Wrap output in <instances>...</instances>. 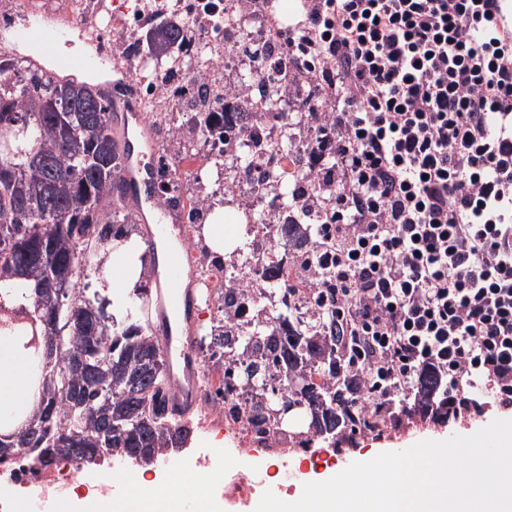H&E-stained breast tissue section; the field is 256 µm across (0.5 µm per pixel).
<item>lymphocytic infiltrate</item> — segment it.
I'll return each mask as SVG.
<instances>
[{"instance_id": "lymphocytic-infiltrate-1", "label": "lymphocytic infiltrate", "mask_w": 512, "mask_h": 512, "mask_svg": "<svg viewBox=\"0 0 512 512\" xmlns=\"http://www.w3.org/2000/svg\"><path fill=\"white\" fill-rule=\"evenodd\" d=\"M294 265L364 418L512 410V0H303Z\"/></svg>"}]
</instances>
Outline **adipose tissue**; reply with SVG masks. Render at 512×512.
Returning a JSON list of instances; mask_svg holds the SVG:
<instances>
[{
  "label": "adipose tissue",
  "instance_id": "obj_1",
  "mask_svg": "<svg viewBox=\"0 0 512 512\" xmlns=\"http://www.w3.org/2000/svg\"><path fill=\"white\" fill-rule=\"evenodd\" d=\"M111 299L115 306H122L140 277L138 254L134 251L110 258ZM31 359L17 338L0 332V430L18 429L39 400V390L31 383L28 372ZM198 476L187 478L185 484L169 493H162L157 480L136 474L134 491H125L113 500L85 498L84 512H183L185 497L198 493Z\"/></svg>",
  "mask_w": 512,
  "mask_h": 512
}]
</instances>
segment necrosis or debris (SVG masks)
<instances>
[{"instance_id": "necrosis-or-debris-1", "label": "necrosis or debris", "mask_w": 512, "mask_h": 512, "mask_svg": "<svg viewBox=\"0 0 512 512\" xmlns=\"http://www.w3.org/2000/svg\"><path fill=\"white\" fill-rule=\"evenodd\" d=\"M161 13L183 18L191 39L192 52H204L202 64L187 62L185 57L173 53L161 55V66L152 80L142 78L143 70L152 65V58L134 55L128 47L138 32ZM56 21L85 25L102 50L120 66L137 90L138 102L150 126L166 125L171 133H178L187 126V116L181 113L177 101L167 88L173 80L204 75L211 81L243 84L250 81L263 85L266 91L278 90L284 81L283 71L268 65L263 56H249L239 52L241 41L269 43L279 31H287V24L277 15L256 12L243 7L240 0H137L134 9H126L119 0H61ZM109 21L117 31L116 38L105 37L102 21ZM205 151L223 153L228 171L223 181L208 186V193L233 196L241 210L260 212L255 228L258 242L248 257L251 276L210 277L209 291L219 288L257 287V273L267 265L271 249L277 248L281 239L277 218L269 212L272 198L271 182L266 174L278 168L287 172L294 166L287 152L245 154L243 148H224L219 141H206ZM195 165L180 155L165 158L157 171L159 193L162 200L185 205L186 200L178 190L179 184L190 180ZM218 379L198 387L192 411L201 412L203 419L225 423L226 426L249 432L245 418L227 417V405L218 392ZM80 469L76 462L48 459L41 464H30L28 457L16 456L12 464L0 463V512H12L17 493L35 495L45 501L59 500L74 484Z\"/></svg>"}]
</instances>
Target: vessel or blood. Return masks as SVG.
<instances>
[{
  "instance_id": "1",
  "label": "vessel or blood",
  "mask_w": 512,
  "mask_h": 512,
  "mask_svg": "<svg viewBox=\"0 0 512 512\" xmlns=\"http://www.w3.org/2000/svg\"><path fill=\"white\" fill-rule=\"evenodd\" d=\"M67 35V29L49 28L33 21L19 29L15 38L36 43L40 55L44 56L56 55L59 44ZM112 109L119 114L122 126L119 147L125 158L120 173L124 199L136 209L150 208L148 239L158 241L180 224L179 209L174 205L160 206L156 203L153 136L129 86H122L115 92ZM164 264L169 280L166 285L157 288L158 303L149 324L178 363L176 371L170 374V387L176 403L187 406L192 404L195 397V381L200 370V360L194 346L197 295L194 288L180 282L183 268L180 251L166 252Z\"/></svg>"
}]
</instances>
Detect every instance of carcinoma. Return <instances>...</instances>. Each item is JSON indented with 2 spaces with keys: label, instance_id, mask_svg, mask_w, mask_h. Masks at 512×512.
I'll list each match as a JSON object with an SVG mask.
<instances>
[{
  "label": "carcinoma",
  "instance_id": "obj_1",
  "mask_svg": "<svg viewBox=\"0 0 512 512\" xmlns=\"http://www.w3.org/2000/svg\"><path fill=\"white\" fill-rule=\"evenodd\" d=\"M156 21L143 51L153 52L159 38L190 48L165 17ZM171 91L187 100L196 118L174 149L216 175L224 176V160L198 149L205 133L225 145L246 135L260 150L283 148L260 143L253 113L212 112L195 86L175 83ZM117 122L96 85L63 80L0 51V303L42 331L25 325L15 331L40 360L41 400L20 429L0 433V463L18 454L33 461L61 455L96 471L115 459L141 467L154 453L176 457L193 432V423L172 414L169 355L136 304L148 294L155 255L140 254L142 276L120 319L112 301L89 282L109 252L143 237L122 196ZM274 191L276 207L294 208L290 181L276 182ZM201 193L199 182L184 191L196 214L216 205H204ZM280 233L295 251L313 245L302 224H282ZM254 244L236 249L227 262L204 243L202 268L211 274L232 267ZM263 278L265 287L255 294L216 291L224 317L201 329L200 344L210 351L204 366L223 373L224 387L242 397L230 413L248 417L260 434L257 444L288 434L277 415L282 397L304 405L308 415L305 430L291 436L333 442L357 424L351 384L337 377L336 339L323 335L316 310L303 311L290 299L299 282L282 262L272 259ZM259 297L264 318L239 333L236 321Z\"/></svg>",
  "mask_w": 512,
  "mask_h": 512
}]
</instances>
